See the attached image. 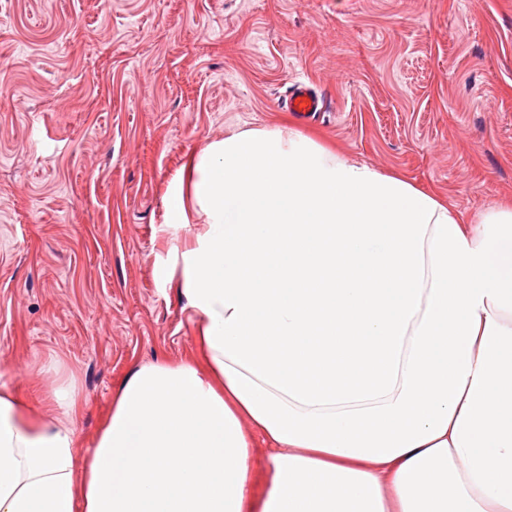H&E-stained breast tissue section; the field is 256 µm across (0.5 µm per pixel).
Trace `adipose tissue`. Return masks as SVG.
<instances>
[{"label": "adipose tissue", "instance_id": "obj_1", "mask_svg": "<svg viewBox=\"0 0 512 512\" xmlns=\"http://www.w3.org/2000/svg\"><path fill=\"white\" fill-rule=\"evenodd\" d=\"M167 199L201 362L135 367L81 458L72 384L1 389L0 512H512V200L465 221L286 124Z\"/></svg>", "mask_w": 512, "mask_h": 512}]
</instances>
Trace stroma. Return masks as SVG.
I'll return each instance as SVG.
<instances>
[{
    "mask_svg": "<svg viewBox=\"0 0 512 512\" xmlns=\"http://www.w3.org/2000/svg\"><path fill=\"white\" fill-rule=\"evenodd\" d=\"M285 122L476 219L512 198V0H0V385L74 381L78 453L132 369L196 351L164 267L204 218L169 186ZM288 112H292L298 119L313 120L319 112H324L326 103L323 97L307 86H296L284 101Z\"/></svg>",
    "mask_w": 512,
    "mask_h": 512,
    "instance_id": "obj_1",
    "label": "stroma"
}]
</instances>
